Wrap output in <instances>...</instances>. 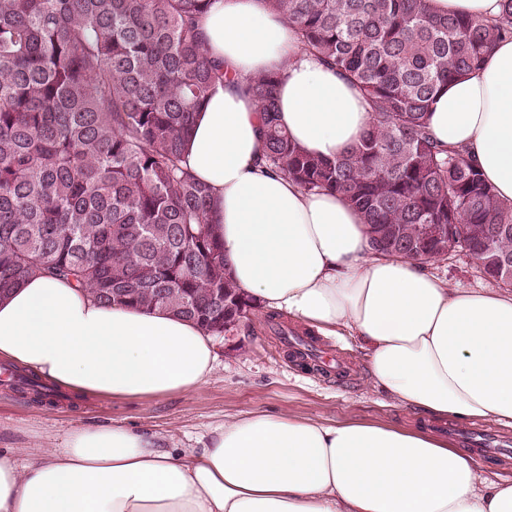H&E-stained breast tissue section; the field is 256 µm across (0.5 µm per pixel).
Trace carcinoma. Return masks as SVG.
I'll return each mask as SVG.
<instances>
[{"mask_svg": "<svg viewBox=\"0 0 512 512\" xmlns=\"http://www.w3.org/2000/svg\"><path fill=\"white\" fill-rule=\"evenodd\" d=\"M298 51L354 83L366 134L334 158L281 126L280 75L251 77L261 160L307 192L342 195L378 254L420 265L461 248L512 287V203L469 155L428 131L439 91L512 37V0L494 19L437 16L426 0H263ZM212 0H0V294L34 275L104 303L165 307L212 336L257 308L240 294L210 230L211 193L183 165L196 112L222 65L199 18ZM463 234L448 243V225ZM12 386L54 390L31 370Z\"/></svg>", "mask_w": 512, "mask_h": 512, "instance_id": "carcinoma-1", "label": "carcinoma"}]
</instances>
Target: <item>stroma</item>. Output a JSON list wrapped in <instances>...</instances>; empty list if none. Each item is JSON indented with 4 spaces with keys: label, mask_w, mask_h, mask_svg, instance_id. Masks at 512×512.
Masks as SVG:
<instances>
[{
    "label": "stroma",
    "mask_w": 512,
    "mask_h": 512,
    "mask_svg": "<svg viewBox=\"0 0 512 512\" xmlns=\"http://www.w3.org/2000/svg\"><path fill=\"white\" fill-rule=\"evenodd\" d=\"M432 274L451 287L496 289L475 260L463 250L431 265ZM304 337L313 329L282 312L257 308L249 320L216 337L217 359L209 377L187 394L137 402L77 399L71 392L51 403L0 384V448L25 460L45 448L61 447L67 433L79 428L121 425L158 436L175 448L200 446L224 421L250 412L317 419L328 424L369 421L435 434L453 435V420L430 418L402 407L373 388L355 344L332 336L317 337L320 346L346 364L342 373L311 371L275 335L273 324Z\"/></svg>",
    "instance_id": "35a3bbf8"
}]
</instances>
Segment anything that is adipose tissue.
I'll return each instance as SVG.
<instances>
[{
  "mask_svg": "<svg viewBox=\"0 0 512 512\" xmlns=\"http://www.w3.org/2000/svg\"><path fill=\"white\" fill-rule=\"evenodd\" d=\"M199 27L224 81L197 114L184 164L213 193L211 230L240 291L323 335L357 337L373 386L400 405L512 427V289L452 288L375 254L342 196L306 192L259 163L248 78L282 71L281 122L331 159L370 126L360 90L298 54L262 0H214ZM429 130L512 202V40L436 97ZM215 358L210 334L160 307L102 304L43 275L0 297V363L82 396L186 394ZM0 512H512V479L481 478L471 456L424 430L256 413L199 449L112 425L74 430L23 467L0 450Z\"/></svg>",
  "mask_w": 512,
  "mask_h": 512,
  "instance_id": "obj_1",
  "label": "adipose tissue"
}]
</instances>
